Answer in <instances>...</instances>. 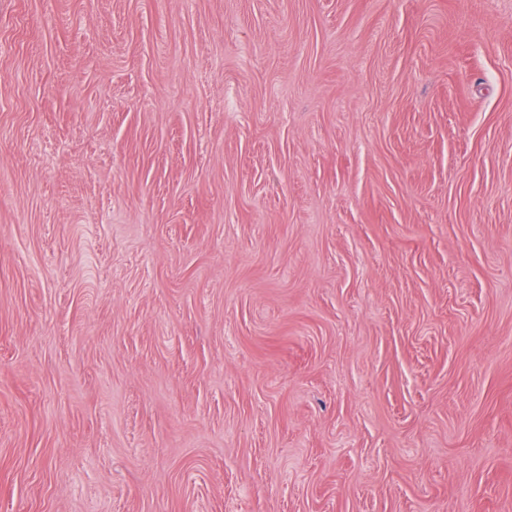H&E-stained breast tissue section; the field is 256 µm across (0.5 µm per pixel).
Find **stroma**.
Returning <instances> with one entry per match:
<instances>
[{
	"label": "stroma",
	"instance_id": "35a3bbf8",
	"mask_svg": "<svg viewBox=\"0 0 512 512\" xmlns=\"http://www.w3.org/2000/svg\"><path fill=\"white\" fill-rule=\"evenodd\" d=\"M0 512H512V0H0Z\"/></svg>",
	"mask_w": 512,
	"mask_h": 512
}]
</instances>
